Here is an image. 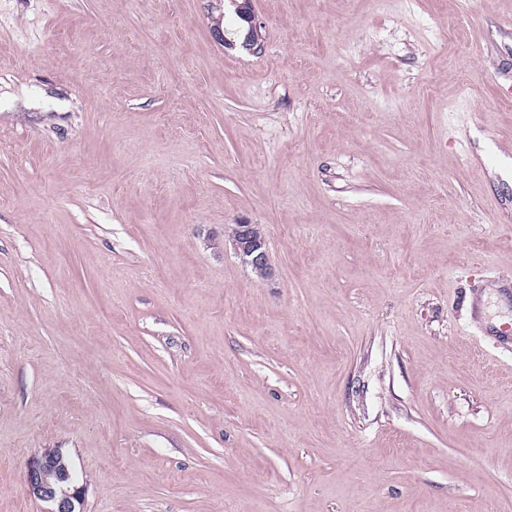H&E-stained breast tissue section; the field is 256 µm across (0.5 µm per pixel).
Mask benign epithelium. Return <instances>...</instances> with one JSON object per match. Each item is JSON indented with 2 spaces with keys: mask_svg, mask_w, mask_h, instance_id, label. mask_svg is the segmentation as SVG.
Masks as SVG:
<instances>
[{
  "mask_svg": "<svg viewBox=\"0 0 512 512\" xmlns=\"http://www.w3.org/2000/svg\"><path fill=\"white\" fill-rule=\"evenodd\" d=\"M243 17L247 21V32L242 47L256 53L262 43L252 12L243 14ZM227 241L243 263L261 273L264 278L272 275L265 238L257 234L254 225H232ZM72 473L69 458L56 448L48 449L28 463L27 489L34 498L48 504L45 512H82L85 486L76 483Z\"/></svg>",
  "mask_w": 512,
  "mask_h": 512,
  "instance_id": "1",
  "label": "benign epithelium"
}]
</instances>
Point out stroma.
Segmentation results:
<instances>
[{
    "mask_svg": "<svg viewBox=\"0 0 512 512\" xmlns=\"http://www.w3.org/2000/svg\"><path fill=\"white\" fill-rule=\"evenodd\" d=\"M251 5L0 0V512H512V0ZM256 228L254 224H233L227 241L242 262L251 267L257 276L269 278L272 275V266L266 241L264 237H260L263 236V232L259 224ZM69 458L60 450H45L27 465L26 485L34 498L49 505L44 512H82L85 486L76 483Z\"/></svg>",
    "mask_w": 512,
    "mask_h": 512,
    "instance_id": "1",
    "label": "stroma"
}]
</instances>
